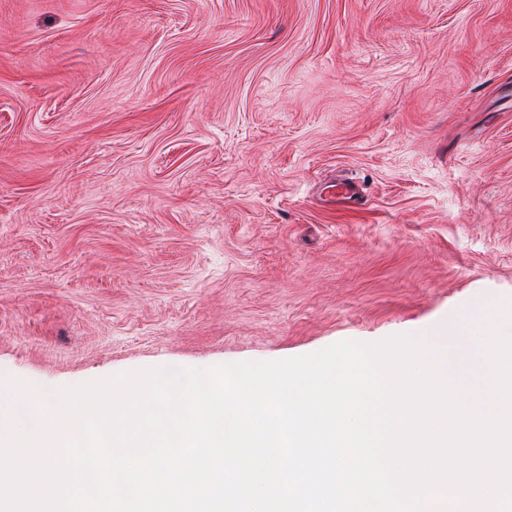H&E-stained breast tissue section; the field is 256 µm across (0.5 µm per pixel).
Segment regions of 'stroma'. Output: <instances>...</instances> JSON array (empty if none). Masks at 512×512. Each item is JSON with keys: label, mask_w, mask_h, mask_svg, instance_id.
I'll return each mask as SVG.
<instances>
[{"label": "stroma", "mask_w": 512, "mask_h": 512, "mask_svg": "<svg viewBox=\"0 0 512 512\" xmlns=\"http://www.w3.org/2000/svg\"><path fill=\"white\" fill-rule=\"evenodd\" d=\"M501 296L512 0H0V375L435 339Z\"/></svg>", "instance_id": "35a3bbf8"}]
</instances>
